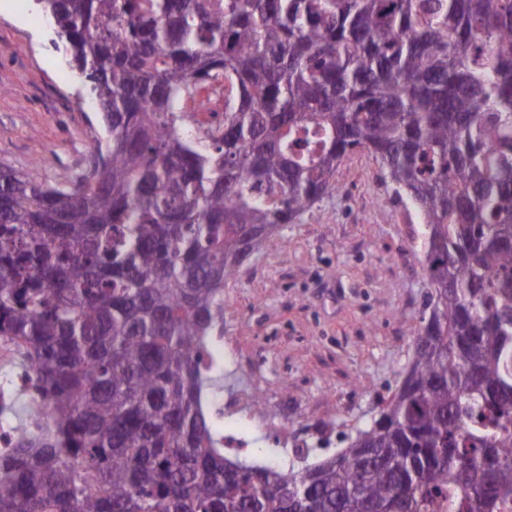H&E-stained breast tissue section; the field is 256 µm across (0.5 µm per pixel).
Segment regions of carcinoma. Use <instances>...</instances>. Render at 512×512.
Wrapping results in <instances>:
<instances>
[{"label": "carcinoma", "instance_id": "cac0c4a2", "mask_svg": "<svg viewBox=\"0 0 512 512\" xmlns=\"http://www.w3.org/2000/svg\"><path fill=\"white\" fill-rule=\"evenodd\" d=\"M107 132L0 165V512H498L512 499V0H34ZM370 152L424 225L400 387L336 457L242 468L224 282Z\"/></svg>", "mask_w": 512, "mask_h": 512}]
</instances>
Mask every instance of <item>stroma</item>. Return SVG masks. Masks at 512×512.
I'll return each instance as SVG.
<instances>
[{
	"label": "stroma",
	"instance_id": "35a3bbf8",
	"mask_svg": "<svg viewBox=\"0 0 512 512\" xmlns=\"http://www.w3.org/2000/svg\"><path fill=\"white\" fill-rule=\"evenodd\" d=\"M33 0H0V163L47 182L82 169L103 131L78 75L52 45ZM337 191L285 225L224 285V350L237 364L224 389L256 397L265 424L236 428L220 400V431L238 430L251 464L273 452L301 468L333 456L400 385L430 285L422 225L377 159L359 150ZM301 432L278 447L269 422Z\"/></svg>",
	"mask_w": 512,
	"mask_h": 512
}]
</instances>
